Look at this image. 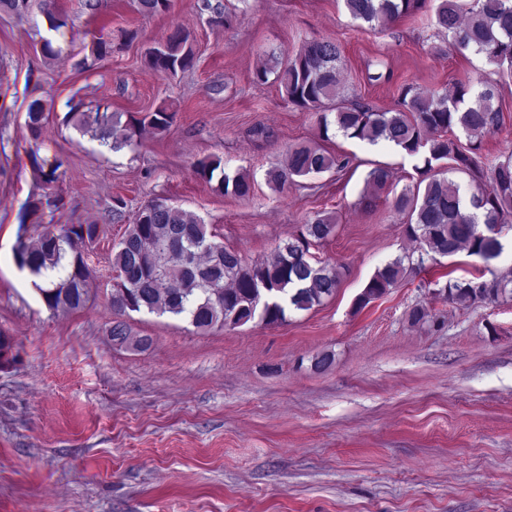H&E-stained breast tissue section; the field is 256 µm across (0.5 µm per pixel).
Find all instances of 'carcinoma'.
<instances>
[{
    "mask_svg": "<svg viewBox=\"0 0 512 512\" xmlns=\"http://www.w3.org/2000/svg\"><path fill=\"white\" fill-rule=\"evenodd\" d=\"M30 0H0V13L22 15ZM355 21L368 28L393 24L423 8L426 0H343ZM138 11L156 15L168 11L170 0H137ZM214 26L229 23L232 14L221 4L204 2ZM433 25L448 37V49L461 55L472 52L486 63L512 70V0H440L435 7ZM89 54L82 64L103 59L112 52V40L94 36L85 45ZM195 54L188 33L172 28L162 43L147 50L145 65L160 75H175L193 67ZM342 50L331 40L305 42L294 55L280 63L279 82L288 101L302 110L331 107L320 116L324 138L333 127L349 139L375 146L380 142L401 147L423 161L424 184L405 187L395 198V209L407 218L405 231L420 244L418 259L398 256L378 269L359 296L365 306L394 287L407 271L423 268L425 259L451 257L465 250L484 261L499 257L501 236L512 229V154L491 164L483 161V138L499 129L503 112L495 104V90L483 78L456 83L452 92H422L412 86L402 88L393 110H375L358 100H336ZM41 100L29 104L27 125L37 140L43 125ZM176 111L161 105L152 112H139L122 120V114L96 107L84 110L73 105L66 123L82 134H89L102 145L118 152L138 146V136L149 128L158 134L169 130ZM34 170L44 185L43 192L26 202L13 255L18 267L40 277L45 271L54 277L34 286L46 306L53 311L76 312L91 300V271L86 250L97 241V224L45 223V216L66 206L62 193L51 190L59 180L63 161L40 155L30 149ZM341 161L320 146L302 145L288 151L286 166L268 172V182L281 186L295 177L341 169ZM471 178L474 192L462 209L460 186L449 178L453 173ZM200 180L218 179L217 189L246 197L252 191L250 178L239 171H228L222 160L204 157L195 163ZM392 173L385 167L371 169L367 185L377 191L391 186ZM40 229L37 235L28 228ZM331 216L316 215L297 236L278 244L268 258L248 263L236 249L222 247L201 259L196 256L213 242L207 225L196 216L153 199L138 210L133 222L113 247L111 306L115 315L132 312L169 314L187 320L195 329L206 332L216 326L235 328L258 318L271 325L286 321L289 310H309L332 297L340 280L335 266L315 261L311 248L335 233ZM448 301L493 304L512 299V279L484 275L450 280L439 289ZM112 341L142 349L148 339L129 336L124 322L110 330Z\"/></svg>",
    "mask_w": 512,
    "mask_h": 512,
    "instance_id": "obj_1",
    "label": "carcinoma"
}]
</instances>
